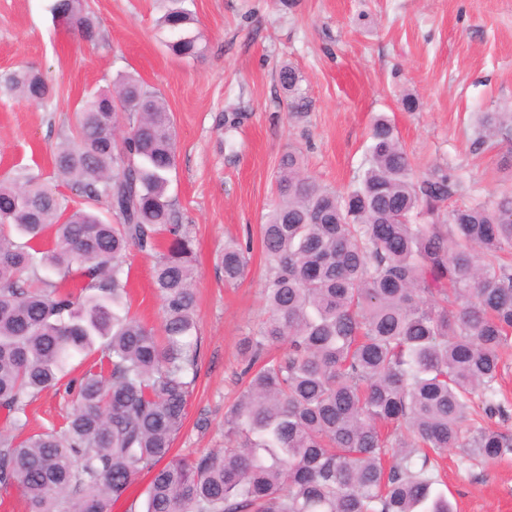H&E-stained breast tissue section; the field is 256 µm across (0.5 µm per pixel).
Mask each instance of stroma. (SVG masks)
Here are the masks:
<instances>
[{
	"instance_id": "obj_1",
	"label": "stroma",
	"mask_w": 512,
	"mask_h": 512,
	"mask_svg": "<svg viewBox=\"0 0 512 512\" xmlns=\"http://www.w3.org/2000/svg\"><path fill=\"white\" fill-rule=\"evenodd\" d=\"M51 2L0 0V72L31 69L55 90L45 103L0 97V177L36 166L57 186L56 144L70 135L84 96L110 89L118 74H138L165 98L178 142L169 194L197 255V378L175 453L224 446L246 338L267 316L260 226L288 149L301 151L318 183L344 192L364 169L370 125L383 113L416 174L455 172L456 203L512 187V146L475 144L478 113L512 108V0H193L204 45L194 59L166 48L159 0H84L98 22L90 37L53 18ZM285 63L300 73L309 111H288L277 81ZM408 93L418 103L411 112L400 104ZM229 239L250 244L234 287L215 266ZM153 263L137 251L126 258L131 312L157 328ZM439 475L457 512H512V453L483 463L451 450Z\"/></svg>"
}]
</instances>
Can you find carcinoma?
Returning a JSON list of instances; mask_svg holds the SVG:
<instances>
[{
  "label": "carcinoma",
  "mask_w": 512,
  "mask_h": 512,
  "mask_svg": "<svg viewBox=\"0 0 512 512\" xmlns=\"http://www.w3.org/2000/svg\"><path fill=\"white\" fill-rule=\"evenodd\" d=\"M169 2L159 18L169 48L199 56L186 0ZM50 11L93 29L82 0H55ZM277 76L290 111H307L296 69ZM52 94L32 70L0 75V95ZM488 141H512L511 113H481L476 142ZM176 152L166 100L126 73L83 102L55 149L57 176L80 204L32 168L0 180V490L20 492L27 512H112L146 471L145 512H454L436 491L437 458L512 452V434L474 417L480 397L486 416L502 412L512 191L443 209L455 174L415 175L385 116L343 194L285 153L261 225L272 274L268 317L247 337L249 380L224 416V448L173 458L198 359L193 239L168 194ZM102 200L106 220L92 210ZM163 235L158 335L127 307L125 258L157 253ZM248 250L224 242V284L244 277ZM275 344L286 351L262 358ZM76 355L94 360L69 379ZM51 389L71 402L60 430L25 432L28 406Z\"/></svg>",
  "instance_id": "1"
}]
</instances>
